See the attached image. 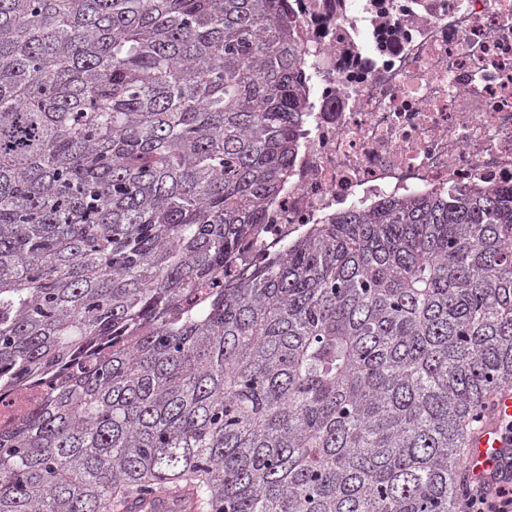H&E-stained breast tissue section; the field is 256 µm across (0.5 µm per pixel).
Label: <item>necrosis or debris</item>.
I'll use <instances>...</instances> for the list:
<instances>
[{
  "label": "necrosis or debris",
  "mask_w": 512,
  "mask_h": 512,
  "mask_svg": "<svg viewBox=\"0 0 512 512\" xmlns=\"http://www.w3.org/2000/svg\"><path fill=\"white\" fill-rule=\"evenodd\" d=\"M295 0L318 109L258 243L386 196L512 184V0Z\"/></svg>",
  "instance_id": "1"
}]
</instances>
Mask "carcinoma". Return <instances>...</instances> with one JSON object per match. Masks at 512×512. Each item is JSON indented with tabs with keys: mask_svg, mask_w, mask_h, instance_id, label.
Segmentation results:
<instances>
[{
	"mask_svg": "<svg viewBox=\"0 0 512 512\" xmlns=\"http://www.w3.org/2000/svg\"><path fill=\"white\" fill-rule=\"evenodd\" d=\"M289 0H0V512H456L512 388V187L224 267L311 89ZM49 384L14 392L0 400V424L13 420L32 403L39 400L50 389Z\"/></svg>",
	"mask_w": 512,
	"mask_h": 512,
	"instance_id": "obj_1",
	"label": "carcinoma"
}]
</instances>
